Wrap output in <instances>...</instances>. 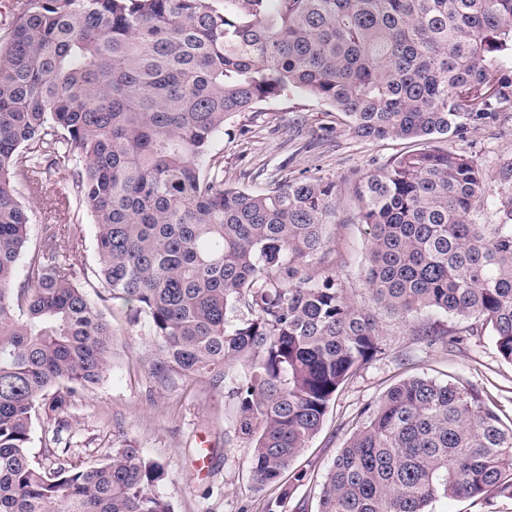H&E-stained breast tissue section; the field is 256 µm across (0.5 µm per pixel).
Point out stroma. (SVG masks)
I'll return each instance as SVG.
<instances>
[{
	"label": "stroma",
	"mask_w": 512,
	"mask_h": 512,
	"mask_svg": "<svg viewBox=\"0 0 512 512\" xmlns=\"http://www.w3.org/2000/svg\"><path fill=\"white\" fill-rule=\"evenodd\" d=\"M245 124L253 132L243 137L239 129ZM436 145L481 164L490 203L479 221L497 223L496 202L505 192L497 165L501 156L512 154V112L502 113L492 126L469 129L463 136L437 140ZM410 148L405 140L353 136L345 117L302 92L235 117L213 144L214 152L224 156L226 184L253 190L311 174L343 186L351 173L379 167ZM246 170L260 171L261 176L245 179ZM339 208L340 217L328 232L340 256L343 285L358 296L365 286L367 235L363 225L351 220L357 202L344 187ZM99 307L112 318V367L99 385L76 397L64 415L71 441L68 461L89 466L130 441L164 465L167 478L159 491L174 512H264L279 491L255 483L252 450L235 436L223 392L212 389L203 376H157L156 351L145 323L133 320L119 303L103 301ZM382 323L383 353L341 387L319 432L293 461L292 470L306 471L309 479L295 485L286 512H295L299 504L306 512H317L324 477L360 424L361 412L404 378L424 376L473 386L503 423L512 422V365L499 357L490 334L446 348L412 336L411 320L386 316ZM205 448L210 464L199 471L195 462Z\"/></svg>",
	"instance_id": "obj_1"
}]
</instances>
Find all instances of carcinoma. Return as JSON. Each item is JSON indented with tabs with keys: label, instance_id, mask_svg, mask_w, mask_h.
Instances as JSON below:
<instances>
[{
	"label": "carcinoma",
	"instance_id": "cac0c4a2",
	"mask_svg": "<svg viewBox=\"0 0 512 512\" xmlns=\"http://www.w3.org/2000/svg\"><path fill=\"white\" fill-rule=\"evenodd\" d=\"M20 0L0 41V512H172L163 464L126 442L61 463V414L112 366L119 301L156 342L155 370L205 374L279 485L336 392L381 353L378 314L433 310L490 330L512 365V193L432 145L512 112V0ZM301 91L356 136L417 148L351 176L366 227L365 294L344 288L326 226L336 181L224 183L212 144L231 119ZM64 169L68 177L48 182ZM35 198L58 224L28 256ZM98 265L69 262L85 216ZM414 333L445 346L462 336ZM55 421L31 452L39 416ZM512 499V425L471 390L410 377L368 408L330 467L319 512H429ZM50 189L48 188L47 191L49 192L46 193L47 199L46 197L32 199L23 188L20 189L23 200L33 209L34 217L33 223L28 228V249L18 263V281H22L25 278L27 256L39 245L42 224H45L47 218L49 219V211L54 209L55 204H51L53 201H51L52 192H50ZM54 428L55 423L53 420L47 423V420L44 419V422L41 420L35 424L32 451L36 456H39V459H44V449L46 446L53 447L50 443ZM487 505H475L469 500L439 499L429 506L435 512H512V500L493 498Z\"/></svg>",
	"mask_w": 512,
	"mask_h": 512
}]
</instances>
